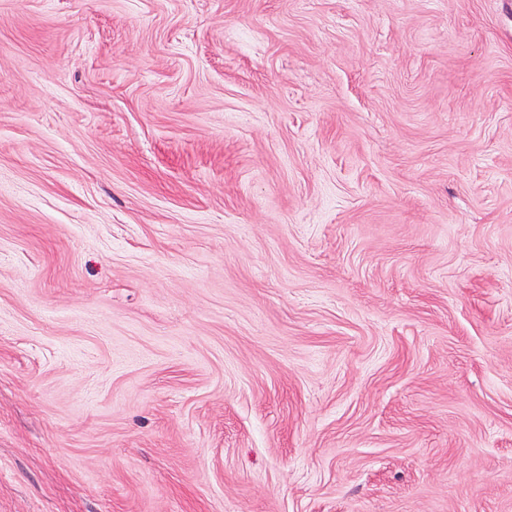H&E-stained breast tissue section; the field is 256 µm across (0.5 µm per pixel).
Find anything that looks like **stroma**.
<instances>
[{
  "mask_svg": "<svg viewBox=\"0 0 512 512\" xmlns=\"http://www.w3.org/2000/svg\"><path fill=\"white\" fill-rule=\"evenodd\" d=\"M0 512H512V0H0Z\"/></svg>",
  "mask_w": 512,
  "mask_h": 512,
  "instance_id": "obj_1",
  "label": "stroma"
}]
</instances>
